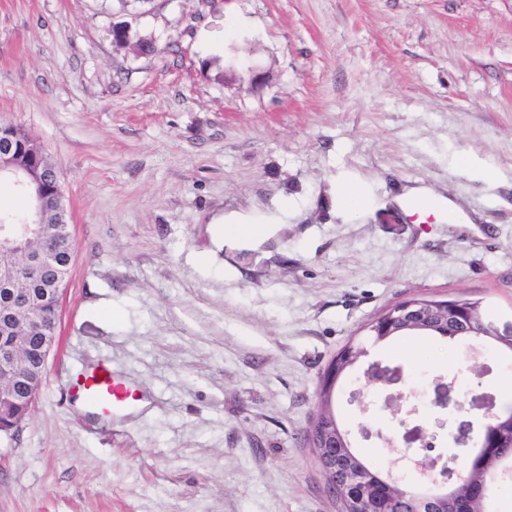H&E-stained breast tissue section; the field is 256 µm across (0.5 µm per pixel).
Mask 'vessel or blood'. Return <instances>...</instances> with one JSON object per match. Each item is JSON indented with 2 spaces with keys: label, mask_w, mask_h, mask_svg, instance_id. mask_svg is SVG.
Returning a JSON list of instances; mask_svg holds the SVG:
<instances>
[{
  "label": "vessel or blood",
  "mask_w": 512,
  "mask_h": 512,
  "mask_svg": "<svg viewBox=\"0 0 512 512\" xmlns=\"http://www.w3.org/2000/svg\"><path fill=\"white\" fill-rule=\"evenodd\" d=\"M69 392L88 408L105 416H120L142 401L138 391L107 366L74 376Z\"/></svg>",
  "instance_id": "obj_1"
}]
</instances>
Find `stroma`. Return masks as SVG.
I'll use <instances>...</instances> for the list:
<instances>
[{
    "label": "stroma",
    "mask_w": 512,
    "mask_h": 512,
    "mask_svg": "<svg viewBox=\"0 0 512 512\" xmlns=\"http://www.w3.org/2000/svg\"><path fill=\"white\" fill-rule=\"evenodd\" d=\"M124 19L0 0V120L57 164L75 252L32 411L0 438V512H339L307 442L338 351L414 297L512 328V0H151L148 53L113 42ZM471 344L370 347L337 408L373 469L430 449L461 471L512 379ZM101 363L149 398L123 423L70 397ZM410 386L428 409L403 423Z\"/></svg>",
    "instance_id": "35a3bbf8"
}]
</instances>
